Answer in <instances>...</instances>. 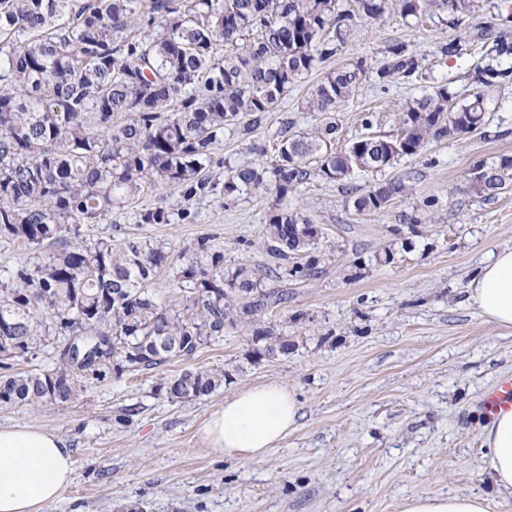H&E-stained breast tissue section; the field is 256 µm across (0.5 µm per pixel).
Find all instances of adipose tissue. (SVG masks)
<instances>
[{
	"label": "adipose tissue",
	"mask_w": 512,
	"mask_h": 512,
	"mask_svg": "<svg viewBox=\"0 0 512 512\" xmlns=\"http://www.w3.org/2000/svg\"><path fill=\"white\" fill-rule=\"evenodd\" d=\"M467 299L495 326L512 329V248L492 252L472 275ZM294 394L277 383L239 390L211 412L199 434L217 456L260 459L297 425ZM490 477L512 492V412L485 428ZM72 454L53 432L0 427V512H43L72 482ZM403 512H485L481 496L424 495L408 499Z\"/></svg>",
	"instance_id": "1"
}]
</instances>
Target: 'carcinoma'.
I'll use <instances>...</instances> for the list:
<instances>
[{
    "label": "carcinoma",
    "instance_id": "obj_1",
    "mask_svg": "<svg viewBox=\"0 0 512 512\" xmlns=\"http://www.w3.org/2000/svg\"><path fill=\"white\" fill-rule=\"evenodd\" d=\"M478 0H356L359 14L388 12L402 20L434 19L458 26ZM354 13L338 0H0V238L43 251L0 268V353L27 359L49 339L80 337V362L60 352L51 368L0 376V405L66 403L84 380L152 370L194 355L224 337L234 313L258 317L288 302L240 269L224 289V248L209 239L173 258L136 238L81 241V226L102 224L112 210L152 187L177 188L191 199L275 189L268 250L282 260L303 252L290 272L307 276L318 259V227L284 205L288 192L315 173L346 182L356 169L381 170L418 154L429 139L481 129L494 101L448 92L441 84L402 106L400 134L361 136L336 149V112L365 74L360 57L325 73L302 101L322 117L312 132L283 124L271 164L237 168L215 182L203 175L224 127L247 135L261 114L277 109L301 79L340 52ZM474 38L486 45L477 82L493 86L512 60V40ZM228 44L233 52L216 56ZM378 70L384 81L413 74L417 59L393 44ZM247 123H242L244 117ZM467 191L494 198L512 187V156L476 161ZM406 189L378 183L352 197L359 213L379 211ZM162 205L136 213L139 224L185 221ZM186 293L182 311L162 308L150 290L164 270ZM254 355L288 352V337L269 327L253 336ZM224 382L223 371L186 369L164 384L172 400L199 399Z\"/></svg>",
    "mask_w": 512,
    "mask_h": 512
}]
</instances>
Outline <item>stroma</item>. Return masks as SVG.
Returning a JSON list of instances; mask_svg holds the SVG:
<instances>
[{"mask_svg":"<svg viewBox=\"0 0 512 512\" xmlns=\"http://www.w3.org/2000/svg\"><path fill=\"white\" fill-rule=\"evenodd\" d=\"M494 22L512 39V0H479L458 27L404 22L394 14L355 17L347 41L320 70L362 57L367 73L338 114L337 146L382 115L397 133V110L438 83L497 102L475 132L429 141L416 156L380 171H354L365 192L405 178L408 189L377 212L358 213L341 183L310 176L288 195L320 231L315 272L273 276L266 251L271 191L227 200L185 199L153 190L145 204L189 210L192 222L140 224L135 206L83 227L85 243L137 238L179 253L210 238L224 246V271L244 268L263 289L287 291V303L259 318H238L223 340L161 368L90 379L64 404L0 406V427L35 425L61 437L74 478L45 512H402L416 495L475 494L487 512H512V493L491 484L482 427L485 394L512 376V330L486 322L469 304L468 282L489 251L512 248V190L485 200L469 193L465 174L478 160L512 156V68L496 84H476L481 57L474 29ZM457 42L461 52L446 56ZM406 44L419 66L413 77L381 83L386 49ZM317 80L309 75L248 135L228 126L210 173L223 179L243 165L272 161L283 122L311 129L318 114L301 109ZM272 326L288 338L287 354L257 358L252 336ZM223 370L224 382L200 399H170L159 383L183 369ZM269 382L297 397L295 429L263 459L218 458L198 428L236 391Z\"/></svg>","mask_w":512,"mask_h":512,"instance_id":"35a3bbf8","label":"stroma"}]
</instances>
